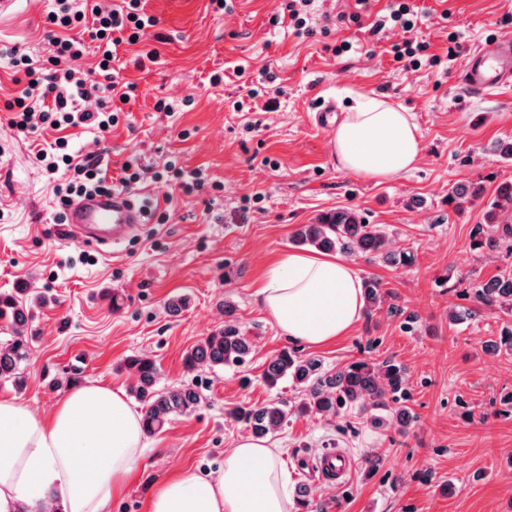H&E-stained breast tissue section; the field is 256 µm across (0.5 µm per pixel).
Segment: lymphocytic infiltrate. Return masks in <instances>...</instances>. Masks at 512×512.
I'll return each mask as SVG.
<instances>
[{
    "label": "lymphocytic infiltrate",
    "instance_id": "lymphocytic-infiltrate-1",
    "mask_svg": "<svg viewBox=\"0 0 512 512\" xmlns=\"http://www.w3.org/2000/svg\"><path fill=\"white\" fill-rule=\"evenodd\" d=\"M51 13L46 21L50 46L46 65H37L19 48L0 46V60L6 61L26 83L25 90L7 103L9 125L25 136L69 126L108 131L118 122V111L112 106L119 85L115 66L118 48L141 43L158 20L145 12L142 0H122L109 10L100 8L94 0H54ZM80 26L87 27L101 54L97 77L92 81L76 77L64 67L66 61L83 52V42L73 35ZM91 98L96 99L97 105L89 109L85 103ZM36 160L48 179L55 180L59 172H66L65 181L56 187L62 207L91 193L129 194L139 183V173L132 164H124L121 177L108 179L99 160L77 157L63 137L39 151Z\"/></svg>",
    "mask_w": 512,
    "mask_h": 512
}]
</instances>
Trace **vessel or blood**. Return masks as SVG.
Returning a JSON list of instances; mask_svg holds the SVG:
<instances>
[{"label": "vessel or blood", "mask_w": 512, "mask_h": 512, "mask_svg": "<svg viewBox=\"0 0 512 512\" xmlns=\"http://www.w3.org/2000/svg\"><path fill=\"white\" fill-rule=\"evenodd\" d=\"M461 80L475 94L512 84V40L496 38L474 48ZM145 221L143 208L129 195L118 192L76 198L65 213L70 240L94 245L106 254L127 241ZM311 466L322 479L338 483L351 473L354 462L343 450L329 449Z\"/></svg>", "instance_id": "vessel-or-blood-1"}]
</instances>
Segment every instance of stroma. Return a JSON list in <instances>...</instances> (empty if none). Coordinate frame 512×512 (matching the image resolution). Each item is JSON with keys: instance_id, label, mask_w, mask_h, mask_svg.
<instances>
[{"instance_id": "35a3bbf8", "label": "stroma", "mask_w": 512, "mask_h": 512, "mask_svg": "<svg viewBox=\"0 0 512 512\" xmlns=\"http://www.w3.org/2000/svg\"><path fill=\"white\" fill-rule=\"evenodd\" d=\"M282 0H231L216 12L211 0H146L164 41L147 38L122 52L120 81L130 101L104 133L68 128L74 152L101 158L108 177L122 164H142L144 195L157 199L167 223L145 225L137 242L117 255L67 240L55 224L54 184L35 160L57 131L24 137L9 126L8 100L19 95L0 62V292L24 286L49 304L36 313L39 338L26 369L27 385L0 383V396L47 415L66 388H50L55 374L78 367L86 383L129 390L123 370L132 355L154 357L161 382H194L199 410L148 436L136 477L113 499L110 512H146L160 480L185 470L205 475L244 436L229 414L237 406L273 399L297 401L290 382L269 389L268 359L297 346L333 368L357 359L401 363L415 419L407 430L376 427L367 416L294 415L270 440L284 449L291 486L307 488L328 512H512V351L486 353L512 315L487 309L452 325L448 312L472 307L473 283L512 269L502 252L472 247L501 184L512 182V159L500 142L512 139V86L487 95L460 82L472 49L499 36L512 38V0H412L423 15L418 31L371 27L390 0H310V32L295 36L276 16ZM52 0H16L0 17V45L46 60L45 17ZM359 21H352L353 13ZM458 33L450 43L449 33ZM426 42L439 64L407 69L391 53L404 40ZM351 48L334 54L336 44ZM221 83H212L213 73ZM271 92L249 96L261 75ZM381 98L409 112L419 129L416 167L391 179L360 178L342 169L332 148L334 130L317 123L319 98L349 111L358 96ZM181 106L178 119L155 108L158 99ZM177 158L201 169L210 185L186 195L154 180V165ZM481 183L483 193L455 211L452 187ZM221 184V204L209 200ZM354 208L381 225L393 246L409 248L415 263L395 268L349 256L360 277L379 278L386 309L363 317L347 335L313 347L283 336L254 290L267 266L291 250L300 225L323 212ZM123 304L113 308V294ZM188 307L166 314L170 298ZM235 321L253 350L236 367L190 374L185 352L225 322ZM329 448L349 452L355 468L344 484L322 481L311 460Z\"/></svg>"}]
</instances>
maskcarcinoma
Here are the masks:
<instances>
[{
    "instance_id": "1",
    "label": "carcinoma",
    "mask_w": 512,
    "mask_h": 512,
    "mask_svg": "<svg viewBox=\"0 0 512 512\" xmlns=\"http://www.w3.org/2000/svg\"><path fill=\"white\" fill-rule=\"evenodd\" d=\"M482 187L475 183L460 184L451 189L448 202L455 209L478 197ZM512 203V183L500 185L495 201L486 212V225H477L473 233L475 249L488 247L501 249L512 255V225L500 222L501 211ZM291 242L319 252H336L344 255L365 254L390 266H408L413 254L408 249H393L387 234L378 224L364 221L357 210L338 209L323 213L310 224H303L294 233ZM478 307L463 312L452 310L449 321L455 323L473 318L479 309L512 311V270L504 271L492 279L477 283L472 288ZM388 292L377 278L362 281L364 308L368 312L381 309ZM47 299L41 294L29 296L22 304L10 295L0 294V319L12 328V336L0 341V381L11 382L21 388L26 383L24 369L30 359L33 337L28 335L31 309L43 307ZM235 305L224 302V315L230 320L224 326L203 337L184 355V368L189 373L224 366H239L251 353V343L238 325L231 321ZM512 349V326L504 327L499 340L484 346L487 352ZM126 368L134 377L131 393L142 406V424L146 433L163 431L172 421L189 417L200 407L203 398L191 384L167 388L160 387L159 367L150 355L140 354L126 361ZM81 372L73 368L51 381V387H73L80 382ZM266 385L274 389L285 379L299 390L301 397L295 407L272 400L262 406L236 407L231 416L242 422L249 433L257 438L270 435L287 424L290 413H316L334 416L342 411L370 414V422L380 425L385 417L392 418L401 428L413 420L408 400V383L403 367L392 359L382 362L355 360L336 368H327L319 359L304 357L295 349H283L270 358L263 375ZM380 410L387 416H378Z\"/></svg>"
}]
</instances>
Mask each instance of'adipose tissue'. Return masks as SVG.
<instances>
[{
	"mask_svg": "<svg viewBox=\"0 0 512 512\" xmlns=\"http://www.w3.org/2000/svg\"><path fill=\"white\" fill-rule=\"evenodd\" d=\"M333 148L348 172L390 179L414 168L418 127L409 113L364 96L337 124ZM255 296L283 335L311 346L347 335L363 314L356 270L309 251L282 253ZM145 439L141 414L120 389L74 388L47 416L0 397V512H38L50 495L64 512H107L135 475ZM282 455L268 439L239 438L219 473L163 479L147 512H289Z\"/></svg>",
	"mask_w": 512,
	"mask_h": 512,
	"instance_id": "adipose-tissue-1",
	"label": "adipose tissue"
}]
</instances>
